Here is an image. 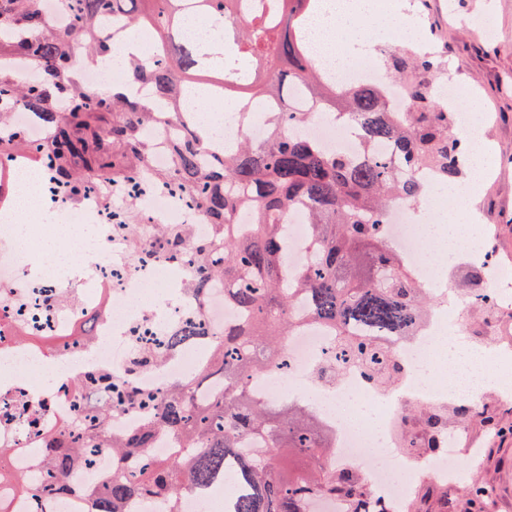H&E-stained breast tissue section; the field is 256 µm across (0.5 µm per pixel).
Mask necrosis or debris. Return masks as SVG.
Segmentation results:
<instances>
[{
	"label": "necrosis or debris",
	"mask_w": 512,
	"mask_h": 512,
	"mask_svg": "<svg viewBox=\"0 0 512 512\" xmlns=\"http://www.w3.org/2000/svg\"><path fill=\"white\" fill-rule=\"evenodd\" d=\"M338 81L382 87L398 110L408 104L405 85L362 56L339 71ZM432 90L453 107L455 126L465 131L473 120L469 104L475 92L470 84L441 79ZM306 131L328 148L351 156L360 153L357 131L346 118L319 117L307 123ZM31 172L39 178L40 211L60 216L81 245L95 252L96 261L92 272L75 268L66 277L53 266L35 265L17 220H4L6 207L0 204V446L13 449V469L24 474L30 473L50 424L69 423L77 414L90 412L99 395L95 389L77 395L58 386L45 389L33 383L32 373L49 364L64 367L69 377L104 368L124 383L158 396L182 380L190 366L203 362L208 348L201 340L171 350L164 345L166 336L194 321L205 324L210 333H219L238 319L223 286L214 283L206 294H197L188 246L173 248L157 231L162 224H187L192 239L209 237L212 226L200 208L170 190H153L140 246L134 250L126 226L111 223L96 196L79 204L53 197L43 166H32L26 159L15 160L6 176L15 183ZM384 233L424 285L436 290L448 287L453 272L427 260L409 206L388 209ZM478 235V242H460L455 255L478 261L485 271L484 288L494 295L497 308L511 307L512 278L501 273L495 260L493 229L481 225ZM89 314L97 317L96 334L76 342V329ZM22 334L36 337V344H19ZM470 342L458 311L443 307L431 312L415 335L384 339L385 348L404 366L396 388H379L352 363L333 381L322 382L316 373L334 355L336 338L327 326L308 320L285 340L286 368L255 377L251 389L272 404L311 408L329 430L332 460L359 470L373 491L371 507L390 512L405 501L411 483L445 484L456 476L459 436L447 435L445 449L431 459L406 453L400 406L409 399L439 408L477 402L481 388L449 387L442 355L445 349L466 348ZM355 408L366 413V421L344 424V413Z\"/></svg>",
	"instance_id": "obj_1"
}]
</instances>
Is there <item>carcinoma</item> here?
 <instances>
[{
    "label": "carcinoma",
    "instance_id": "carcinoma-1",
    "mask_svg": "<svg viewBox=\"0 0 512 512\" xmlns=\"http://www.w3.org/2000/svg\"><path fill=\"white\" fill-rule=\"evenodd\" d=\"M73 23L59 27L42 15L41 0H0V106L18 102L49 132L41 144L8 126L0 111V162L26 153L47 169L52 185L79 203L95 192L108 216H117L135 235L147 191L159 186L181 191L214 225L208 240L194 243L192 257L200 294L208 282L226 285L224 296L242 320L216 334L207 359L183 383L161 398L136 393L107 371H92L70 382L108 393L112 401L80 422L42 437L33 482L3 465L11 452L0 447V485L44 497L78 491L85 512H180L184 490L209 494L230 481L224 512H313L311 503L333 498L341 512H368L371 491L361 474L331 466L329 431L309 409L257 399L250 378L276 367L283 339L298 326L295 300L308 302L306 315L335 331L341 354L365 365L384 385L399 379L402 366L383 357V336H411L431 297L413 277L383 233L393 204L416 202L423 184L416 171L428 167L442 182L462 172L465 153L451 133L453 113L439 104L429 75L440 63L432 54L393 52L383 65L393 75H411L409 106L392 108L382 89L350 86L341 95L343 115L362 132L363 153L351 158L329 152L293 129L312 113L335 111L327 98L336 91L303 42L306 19L318 0H62ZM192 10L232 25L219 41L222 71L211 69V54L189 36L175 35ZM134 30L155 40L158 53L125 61L124 78L112 82L124 94L87 88L77 74L81 56L108 57L120 38ZM226 85L239 103L242 123L249 105L276 103L267 113V138H242L224 152L206 153L209 135L183 116L186 88L194 83ZM146 84L153 98L132 95ZM168 105L169 123L181 140L170 150L169 166L153 172L155 143L146 129L157 104ZM128 183L124 208L115 214L109 184ZM301 211L309 225V257L288 267L283 220ZM200 324L170 337V345L205 335ZM155 411L137 434L116 439L108 432L112 405ZM458 423L480 422L512 437L473 404L452 409ZM420 425L430 440L427 453L448 429V414L416 407L402 417ZM164 431L183 451L150 456V438ZM103 448L116 469L103 485L73 483L84 464ZM302 457L306 468L292 473L286 455Z\"/></svg>",
    "mask_w": 512,
    "mask_h": 512
}]
</instances>
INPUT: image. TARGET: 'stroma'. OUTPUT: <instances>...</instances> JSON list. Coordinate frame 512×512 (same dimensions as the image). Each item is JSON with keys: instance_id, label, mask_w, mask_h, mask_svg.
I'll use <instances>...</instances> for the list:
<instances>
[{"instance_id": "obj_1", "label": "stroma", "mask_w": 512, "mask_h": 512, "mask_svg": "<svg viewBox=\"0 0 512 512\" xmlns=\"http://www.w3.org/2000/svg\"><path fill=\"white\" fill-rule=\"evenodd\" d=\"M413 5L418 15L413 24L427 35L440 52L445 74L471 82L477 93L474 111L491 112L493 122L483 127V138L496 162L493 178L475 189L474 204L485 223L495 228L496 258L512 270V0H400ZM485 18L493 27L483 37L471 32L468 19ZM475 444L482 448L479 462L460 456L461 479L443 486H413L409 501L414 512H442L449 501L454 512H469L466 486L477 482L487 490L482 512H512V438L469 426Z\"/></svg>"}]
</instances>
